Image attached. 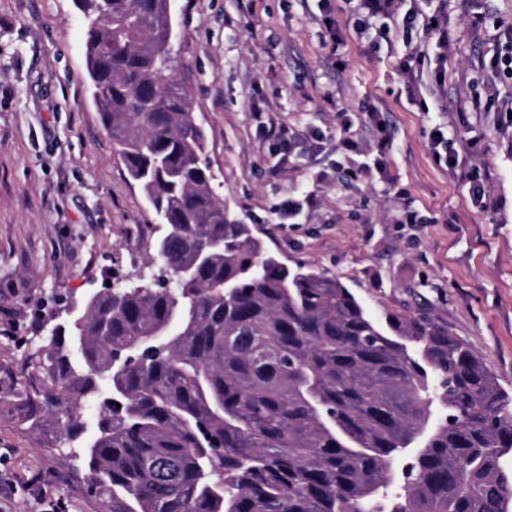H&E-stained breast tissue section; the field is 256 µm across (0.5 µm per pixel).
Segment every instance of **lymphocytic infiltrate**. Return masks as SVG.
<instances>
[{
	"label": "lymphocytic infiltrate",
	"mask_w": 512,
	"mask_h": 512,
	"mask_svg": "<svg viewBox=\"0 0 512 512\" xmlns=\"http://www.w3.org/2000/svg\"><path fill=\"white\" fill-rule=\"evenodd\" d=\"M346 12L354 19L357 36L366 37L367 31H375V38L367 42V49L372 53L381 51L391 32H400L408 40L418 31L431 32L433 42L414 47L400 61L398 72L410 96L419 91L420 83L426 77L437 88L445 87L446 64L452 51L448 40L447 7L441 6L428 13L422 0H320L319 22L333 45L344 41L337 16Z\"/></svg>",
	"instance_id": "lymphocytic-infiltrate-1"
}]
</instances>
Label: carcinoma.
I'll list each match as a JSON object with an SVG mask.
<instances>
[{
    "instance_id": "obj_1",
    "label": "carcinoma",
    "mask_w": 512,
    "mask_h": 512,
    "mask_svg": "<svg viewBox=\"0 0 512 512\" xmlns=\"http://www.w3.org/2000/svg\"><path fill=\"white\" fill-rule=\"evenodd\" d=\"M76 5L101 124L165 233L157 274L56 324L8 409L79 442L102 512H512V395L481 354L376 318L224 209L169 0Z\"/></svg>"
}]
</instances>
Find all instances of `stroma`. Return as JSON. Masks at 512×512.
I'll return each mask as SVG.
<instances>
[{
    "label": "stroma",
    "mask_w": 512,
    "mask_h": 512,
    "mask_svg": "<svg viewBox=\"0 0 512 512\" xmlns=\"http://www.w3.org/2000/svg\"><path fill=\"white\" fill-rule=\"evenodd\" d=\"M172 11L176 72L230 214L284 263L339 278L377 316L410 314L427 300L512 393V128L501 130L497 113L457 108L481 79L486 25H512V0H469L464 12L449 5L456 78L443 112L424 111L428 87L412 100L404 93L399 35L392 51L368 52L343 14L345 45H325L318 0H174ZM344 109L354 120L347 133ZM371 109L393 139L380 166L365 125ZM257 112L297 132L288 159L260 136ZM440 123L452 142L476 140L482 207L466 178L435 164L429 134ZM347 134L361 151L344 148ZM402 188L408 199L398 198ZM304 191L316 206L278 218L274 205ZM407 206L421 223H400ZM159 231L102 128L74 0H0V386L23 383L25 360L67 310L113 276L145 269ZM83 487L77 449L0 412V512H40L43 489L70 512H97Z\"/></svg>",
    "instance_id": "1"
}]
</instances>
